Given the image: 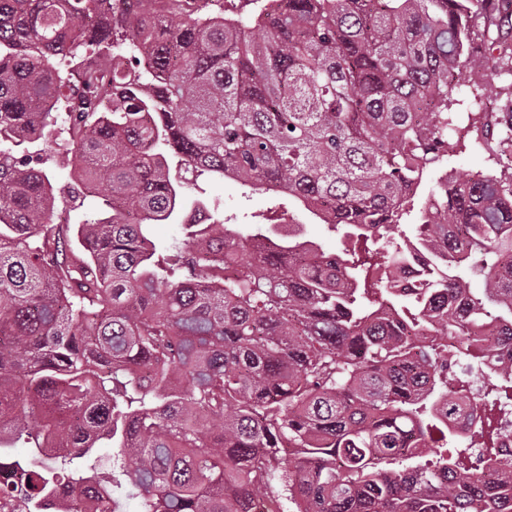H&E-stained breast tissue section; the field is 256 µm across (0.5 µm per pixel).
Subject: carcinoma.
<instances>
[{
    "instance_id": "cac0c4a2",
    "label": "carcinoma",
    "mask_w": 512,
    "mask_h": 512,
    "mask_svg": "<svg viewBox=\"0 0 512 512\" xmlns=\"http://www.w3.org/2000/svg\"><path fill=\"white\" fill-rule=\"evenodd\" d=\"M251 2L0 0V512H512V172L415 200L460 70L512 73L504 0ZM61 133L71 201L107 187L75 248ZM224 178L341 248L210 218ZM290 215L294 216V221L304 225V234L306 239L320 244L325 250L333 251L338 245L335 235L328 231L327 226L315 223L296 212L294 208H289Z\"/></svg>"
}]
</instances>
